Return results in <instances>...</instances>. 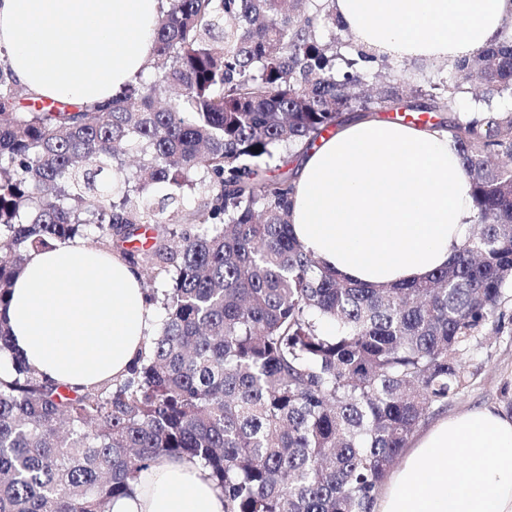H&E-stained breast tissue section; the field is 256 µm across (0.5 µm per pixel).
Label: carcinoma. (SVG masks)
Returning a JSON list of instances; mask_svg holds the SVG:
<instances>
[{
  "instance_id": "cac0c4a2",
  "label": "carcinoma",
  "mask_w": 512,
  "mask_h": 512,
  "mask_svg": "<svg viewBox=\"0 0 512 512\" xmlns=\"http://www.w3.org/2000/svg\"><path fill=\"white\" fill-rule=\"evenodd\" d=\"M329 24V0H170L150 78L90 108H20L0 70V306L30 252L90 227L164 280L148 352L100 388L37 376L0 319V512H111L182 455L224 512H372L417 428L466 387L464 354L512 287V37L448 64L438 95L406 94L382 54L372 98L357 60L336 73ZM402 110L452 114L474 224L425 281H342L292 234L289 164L347 113ZM145 224L177 225V244L124 247Z\"/></svg>"
}]
</instances>
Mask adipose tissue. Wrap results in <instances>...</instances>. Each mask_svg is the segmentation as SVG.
<instances>
[{
  "mask_svg": "<svg viewBox=\"0 0 512 512\" xmlns=\"http://www.w3.org/2000/svg\"><path fill=\"white\" fill-rule=\"evenodd\" d=\"M367 55L453 60L484 47L512 0H331ZM162 0H0V68L37 98L90 107L138 80ZM293 232L325 268L367 284L421 280L454 258L472 222L469 184L446 131L355 120L302 160ZM38 376L72 390L125 376L160 327L139 269L87 243L31 252L0 309ZM112 512H224L194 458L142 472ZM373 512H512V415L483 405L417 434Z\"/></svg>",
  "mask_w": 512,
  "mask_h": 512,
  "instance_id": "obj_1",
  "label": "adipose tissue"
}]
</instances>
